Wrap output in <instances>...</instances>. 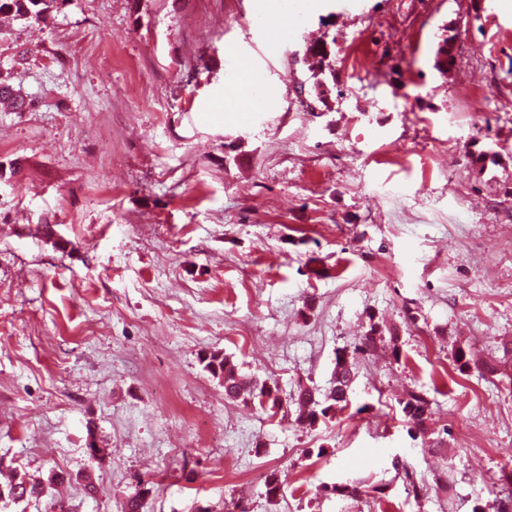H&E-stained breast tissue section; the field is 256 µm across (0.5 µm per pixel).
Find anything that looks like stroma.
<instances>
[{"label": "stroma", "instance_id": "stroma-1", "mask_svg": "<svg viewBox=\"0 0 512 512\" xmlns=\"http://www.w3.org/2000/svg\"><path fill=\"white\" fill-rule=\"evenodd\" d=\"M270 3L302 15L280 40L260 0L0 18V71L33 101L0 111V460L45 485L5 512L136 493L140 512H472L512 492V9ZM374 319L398 342L313 428L225 399L203 362L224 353L285 400L325 392ZM461 348L496 373H459ZM353 476L374 493H333ZM312 59L313 78L316 79L313 83L316 95L319 99L324 101L326 91L327 73L331 74L329 54L324 45H310L307 48ZM402 404L403 413L415 428L422 427L431 415L429 403L420 393H410Z\"/></svg>", "mask_w": 512, "mask_h": 512}]
</instances>
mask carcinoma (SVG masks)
Returning <instances> with one entry per match:
<instances>
[{
  "instance_id": "obj_1",
  "label": "carcinoma",
  "mask_w": 512,
  "mask_h": 512,
  "mask_svg": "<svg viewBox=\"0 0 512 512\" xmlns=\"http://www.w3.org/2000/svg\"><path fill=\"white\" fill-rule=\"evenodd\" d=\"M67 0H0V15H9L20 20H45L51 13L61 9ZM312 59V71L315 82L313 87L319 99H324L327 73L331 72L329 54L325 46L311 45L307 48ZM30 107V102L11 83L10 75L0 72V110L23 112ZM385 325L373 322L369 329L354 342L350 351H343L336 356L333 386L324 395L317 389L302 387L291 396L295 406L296 422L313 427L320 421L332 418L336 411L348 405V392L353 384L360 358L371 355L377 348V338ZM205 368L215 377L224 381V397L229 400H250L263 409L274 411L281 402L277 389L241 372L239 366L221 352H214L205 358ZM456 369L464 374L473 368L489 374L496 368L478 361L474 356L460 348L454 356ZM403 413L408 422L420 428L429 419L430 406L423 395L411 393L403 402ZM377 487L366 484L362 479H353L333 486L337 494L358 498L366 496ZM45 487L39 481H33L17 471L11 473V479L4 486L0 485V501H20L43 494Z\"/></svg>"
}]
</instances>
